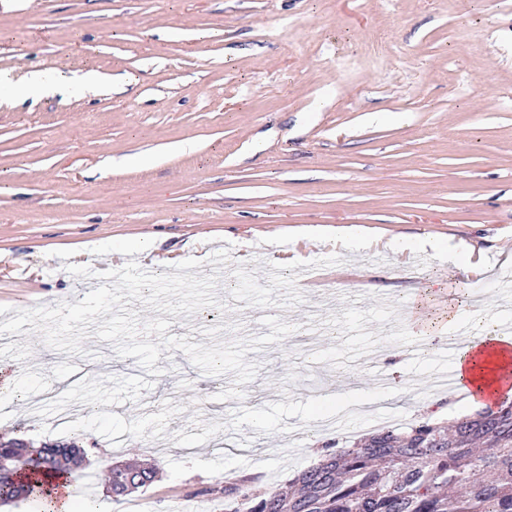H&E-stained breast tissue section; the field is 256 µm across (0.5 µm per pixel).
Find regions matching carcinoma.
<instances>
[{
    "label": "carcinoma",
    "mask_w": 512,
    "mask_h": 512,
    "mask_svg": "<svg viewBox=\"0 0 512 512\" xmlns=\"http://www.w3.org/2000/svg\"><path fill=\"white\" fill-rule=\"evenodd\" d=\"M67 443L0 447V506L45 496L50 478L78 465ZM155 480L150 468L116 465L109 488L132 494ZM225 512H512V404L449 427L418 420L400 432L369 433L321 459L284 488L224 486Z\"/></svg>",
    "instance_id": "obj_1"
}]
</instances>
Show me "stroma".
Here are the masks:
<instances>
[{"label":"stroma","instance_id":"obj_1","mask_svg":"<svg viewBox=\"0 0 512 512\" xmlns=\"http://www.w3.org/2000/svg\"><path fill=\"white\" fill-rule=\"evenodd\" d=\"M88 67L107 82L81 94ZM35 71L57 91L24 97ZM340 227L372 247L337 248ZM417 236L443 252L385 246ZM147 242L180 273L231 277L224 310L174 316L170 334L209 346L268 334L265 316L300 332L247 353L259 369L238 386L177 349L155 376L94 336L71 355L10 335L6 434L87 449L76 507L224 512V484H286L313 438L405 426L429 402L473 413L429 388L409 326L452 308L512 319V0H0V305L79 302L70 260L167 273ZM459 244L481 274L449 263ZM346 378L382 405L325 426ZM117 462L156 479L113 498Z\"/></svg>","mask_w":512,"mask_h":512}]
</instances>
